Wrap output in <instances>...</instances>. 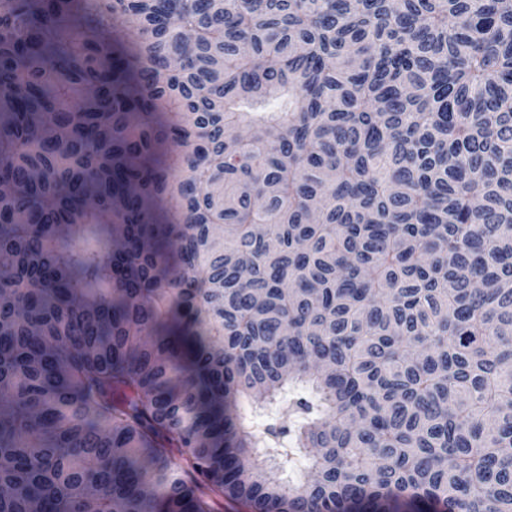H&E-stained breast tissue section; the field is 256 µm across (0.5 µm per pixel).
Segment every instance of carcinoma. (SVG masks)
Wrapping results in <instances>:
<instances>
[{
  "label": "carcinoma",
  "instance_id": "cac0c4a2",
  "mask_svg": "<svg viewBox=\"0 0 512 512\" xmlns=\"http://www.w3.org/2000/svg\"><path fill=\"white\" fill-rule=\"evenodd\" d=\"M1 263L0 512H512V0H0Z\"/></svg>",
  "mask_w": 512,
  "mask_h": 512
}]
</instances>
